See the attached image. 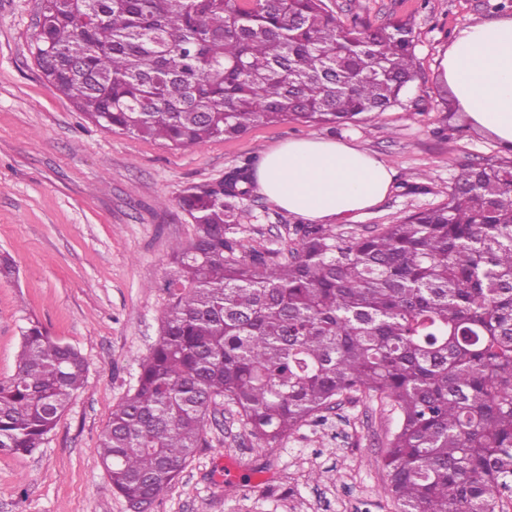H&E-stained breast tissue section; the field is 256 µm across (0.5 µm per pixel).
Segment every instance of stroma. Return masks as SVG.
Instances as JSON below:
<instances>
[{
    "label": "stroma",
    "mask_w": 512,
    "mask_h": 512,
    "mask_svg": "<svg viewBox=\"0 0 512 512\" xmlns=\"http://www.w3.org/2000/svg\"><path fill=\"white\" fill-rule=\"evenodd\" d=\"M326 2L346 22L410 23L420 71L401 105L336 130L287 119L173 149L86 119L37 66L40 0H0V252L16 268L13 278H0V381L16 370L31 317L88 367L40 448L0 454V512H133L113 491L97 448L159 336L176 273L172 248L194 236L177 205L186 186L220 180L289 139L351 143L394 171L380 204L331 224L361 236L443 202L461 166L503 156L497 140L462 117L439 73L457 29L492 18L488 0ZM243 209L238 232L247 249L290 250L298 216L257 190ZM395 424L388 406L359 395L341 399L326 424L264 442L235 407L217 404L208 447L148 512H397L382 467ZM228 463L239 471L237 484L224 482Z\"/></svg>",
    "instance_id": "1"
}]
</instances>
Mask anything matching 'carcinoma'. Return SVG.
Instances as JSON below:
<instances>
[{
	"instance_id": "carcinoma-1",
	"label": "carcinoma",
	"mask_w": 512,
	"mask_h": 512,
	"mask_svg": "<svg viewBox=\"0 0 512 512\" xmlns=\"http://www.w3.org/2000/svg\"><path fill=\"white\" fill-rule=\"evenodd\" d=\"M45 80L107 129L181 148L293 117L345 126L399 105L413 29L347 25L325 0H42ZM250 158L186 187L195 224L159 338L112 409L98 456L112 489L152 504L220 402L276 441L362 393L399 415L383 466L398 512H503L512 501V152L465 165L439 205L379 232L298 224L289 256L236 237ZM87 364L37 320L0 381V453L30 454Z\"/></svg>"
}]
</instances>
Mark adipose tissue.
<instances>
[{"label": "adipose tissue", "mask_w": 512, "mask_h": 512, "mask_svg": "<svg viewBox=\"0 0 512 512\" xmlns=\"http://www.w3.org/2000/svg\"><path fill=\"white\" fill-rule=\"evenodd\" d=\"M440 66L460 112L502 145H512V18L464 24ZM255 177L278 207L326 223L381 202L393 171L356 146L309 138L268 151Z\"/></svg>", "instance_id": "ef3b65f1"}]
</instances>
